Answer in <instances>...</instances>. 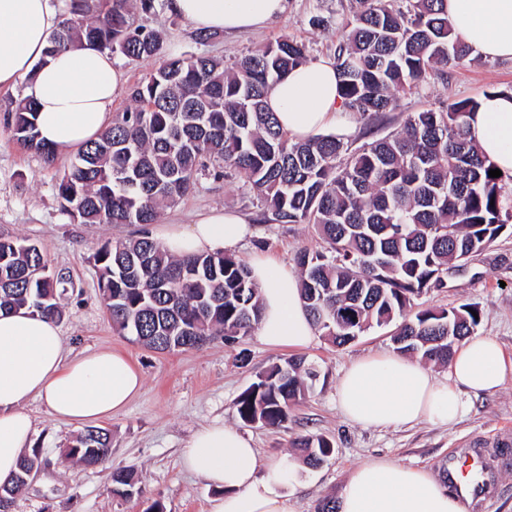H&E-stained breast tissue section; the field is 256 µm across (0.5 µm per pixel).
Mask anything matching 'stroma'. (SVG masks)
<instances>
[{
    "instance_id": "obj_1",
    "label": "stroma",
    "mask_w": 512,
    "mask_h": 512,
    "mask_svg": "<svg viewBox=\"0 0 512 512\" xmlns=\"http://www.w3.org/2000/svg\"><path fill=\"white\" fill-rule=\"evenodd\" d=\"M356 0H287L285 13L270 26L235 35L214 34L199 39L189 22L171 14L166 0L154 10L134 9L136 23L162 36L160 55L129 61L115 56L125 81L112 103L113 113L135 105L133 87L176 55L206 56L233 66L244 56L271 42L288 38L304 45L308 60L333 59ZM26 79L0 90V237L25 238L40 245L50 268L73 282L60 299L58 325L66 348L78 354L104 347L126 351L144 378L140 395L127 410L106 421L112 454L106 465L89 467L64 459L65 448L79 428L50 417L44 404L29 400L25 409L34 419L32 449L41 459L36 477L16 497L13 512H151L161 504L165 512H208L217 495L203 479L183 470L182 448L200 427L215 421L239 429L251 438L262 465L282 463L294 475L290 488L294 512H317L321 501L338 499L351 469L372 457L386 456L438 474L439 465L458 448L480 449L494 468V493L480 512H512V451L501 453L498 436L512 430V378L492 393L472 398L464 419L450 428L422 423L414 427L365 428L346 419L336 401V386L349 363L363 355L392 351L390 328H374L343 347L316 336L306 348L272 349L256 332L227 343L215 339L201 347L155 352L116 330L99 287L93 256L106 243L138 236L136 224H76L61 211L55 185L71 164L72 155H55L45 162L12 138L9 116L24 99ZM492 91L512 92V60L472 54L449 69L446 79H428L398 98L383 120L371 123L358 113L348 115L342 138L350 149L399 131L408 113L439 108L462 99H478ZM213 208L239 212L255 220L254 234L235 255L252 260L259 254L274 257L296 269L300 251L323 250L324 242L310 224H260V205L244 178L201 177L196 188L178 204L164 208L162 224H190ZM419 307L451 308L462 304L481 312L479 334L496 337L512 355V233L502 234L471 258L466 271L448 278L417 299ZM300 356L316 366L318 376L304 396L294 402L287 421L278 428L246 425L235 402L258 373ZM316 434L330 439L333 454L317 467L304 465L294 446L296 438ZM132 469L136 491L128 498L110 493V474Z\"/></svg>"
}]
</instances>
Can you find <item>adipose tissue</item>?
Listing matches in <instances>:
<instances>
[{
	"label": "adipose tissue",
	"instance_id": "ef3b65f1",
	"mask_svg": "<svg viewBox=\"0 0 512 512\" xmlns=\"http://www.w3.org/2000/svg\"><path fill=\"white\" fill-rule=\"evenodd\" d=\"M454 33L483 57L512 59V0H445ZM287 0H168V9L201 33L253 30L285 12ZM58 0H0V88L28 77L36 125L56 153L83 147L112 121L121 74L110 54L81 46L49 53L59 27ZM268 107L291 138L305 140L335 126L345 111L333 63L299 66L270 90ZM471 138L501 171L512 173V95L489 94L470 117ZM252 229L237 213L213 209L190 225L150 228L169 253L188 256L235 249ZM262 315L258 338L269 347L300 349L315 337L299 280L268 256L251 266ZM512 373L490 336L465 338L445 379L397 353L378 352L350 364L337 387L339 406L366 427L428 423L449 426L466 412L467 393L497 390ZM143 386L130 357L96 350L71 357L55 319L28 309L0 310V484L10 482L34 423L28 400L42 401L55 419L97 424L127 407ZM190 473L219 489L208 512H292L290 477L280 466L260 468L256 448L237 429L214 422L197 430L182 453ZM338 512H463L459 498L428 471L379 457L357 466Z\"/></svg>",
	"mask_w": 512,
	"mask_h": 512
}]
</instances>
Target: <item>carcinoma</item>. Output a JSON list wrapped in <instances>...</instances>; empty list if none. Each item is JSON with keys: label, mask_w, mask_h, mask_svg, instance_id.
Segmentation results:
<instances>
[{"label": "carcinoma", "mask_w": 512, "mask_h": 512, "mask_svg": "<svg viewBox=\"0 0 512 512\" xmlns=\"http://www.w3.org/2000/svg\"><path fill=\"white\" fill-rule=\"evenodd\" d=\"M336 46L334 67L345 107L380 118L396 99L448 67L471 48L453 36L444 0H359ZM69 18L48 53L91 46L131 61L161 49L158 33L130 22V0H67ZM303 45L281 40L235 66L204 56H172L134 87L137 106L122 113L83 147L56 182L61 210L77 224H138L129 243L103 245L94 255L112 325L157 352L197 347L196 337L235 341L259 322L261 295L250 267L231 253L170 255L149 236L163 206L179 203L199 177L243 175L261 203L260 224H312L327 250L297 257L300 294L315 328L336 346L367 330L394 326L401 354L446 363L452 343L472 335L476 307L420 308L415 299L444 285L512 229L504 189L512 174L489 177L496 165L470 138L479 101L406 116L401 130L347 153L334 134L296 141L266 98L271 86L304 64ZM16 142L47 161L54 151L40 137L34 103L11 114ZM345 162L337 163L343 154ZM43 250L24 238H0V308L61 316L59 289L70 279L50 270ZM316 376L292 357L256 375L238 397L245 424L279 427ZM302 462L316 467L334 452L320 435L299 438ZM111 452L108 430L89 427L64 456L86 465ZM39 464L25 456L11 482L0 485L9 504ZM133 470L112 471V494H133Z\"/></svg>", "instance_id": "obj_1"}]
</instances>
